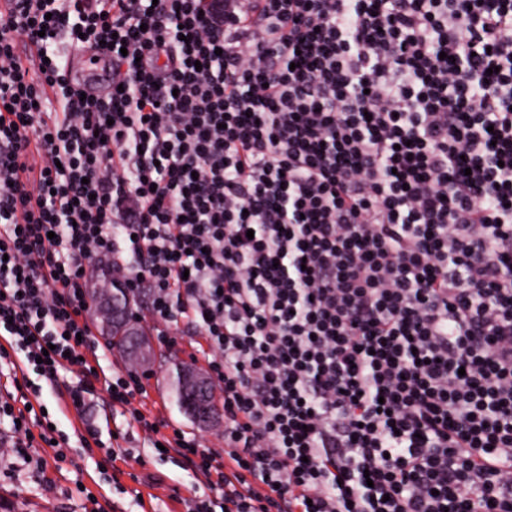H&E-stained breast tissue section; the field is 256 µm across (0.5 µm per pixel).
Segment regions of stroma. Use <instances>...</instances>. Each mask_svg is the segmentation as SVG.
Listing matches in <instances>:
<instances>
[{
  "label": "stroma",
  "mask_w": 512,
  "mask_h": 512,
  "mask_svg": "<svg viewBox=\"0 0 512 512\" xmlns=\"http://www.w3.org/2000/svg\"><path fill=\"white\" fill-rule=\"evenodd\" d=\"M155 365L147 381L144 410L150 420L159 422L160 432L171 435L179 428L201 438L205 447L224 450V418L216 416L200 424L182 413L171 390L175 361L207 367L196 336H174L171 343L155 341ZM97 426L120 433L122 447L134 456L115 460L108 471H101V451L67 449L60 468L40 472L24 468L0 477V507L5 512H92L93 498H108L112 512H186L184 502L198 492L200 481L179 463L177 456L158 458L151 447L152 432L131 417L113 415L101 397H94L85 412ZM115 476V483L104 482V475Z\"/></svg>",
  "instance_id": "obj_1"
}]
</instances>
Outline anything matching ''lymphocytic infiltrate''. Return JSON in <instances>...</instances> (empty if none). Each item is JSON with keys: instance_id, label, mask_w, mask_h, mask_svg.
I'll return each instance as SVG.
<instances>
[{"instance_id": "1", "label": "lymphocytic infiltrate", "mask_w": 512, "mask_h": 512, "mask_svg": "<svg viewBox=\"0 0 512 512\" xmlns=\"http://www.w3.org/2000/svg\"><path fill=\"white\" fill-rule=\"evenodd\" d=\"M98 256L213 354L223 453L161 440L187 512H512V0H0L14 459L69 445L43 388L146 394ZM92 54H85L83 56H71L67 60V67L70 69L71 79H77L81 82V84L89 83V87L83 88L89 90V88H94V91H97L95 87L97 85L93 84L92 74L95 71V66L92 65V62L89 61V58ZM84 288L86 292L89 294L90 297L94 298L96 300V309H97V318L101 320H107L112 316V323L111 324H103L101 323V330L106 331L109 333L110 336H112V324L113 320L114 323L119 321L118 317V311L113 306V299H112V311L108 309V307L111 306V303H108V299L103 295V288H101L100 281L90 275L84 282ZM88 320L92 323L94 327V334L96 340H98L100 343H103L105 341L109 342L110 340L104 335L101 330L98 328L97 323L95 319L93 318V309L90 310L88 315Z\"/></svg>"}]
</instances>
